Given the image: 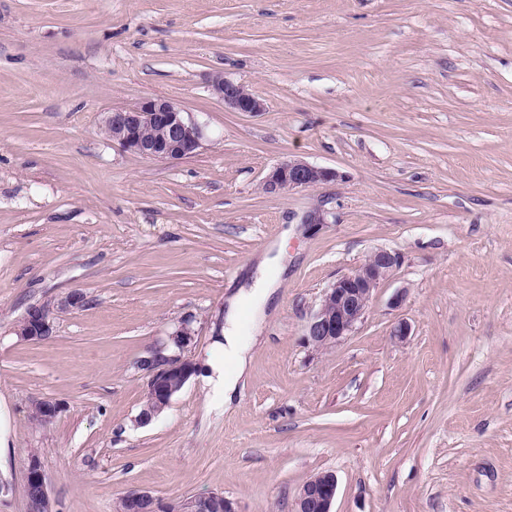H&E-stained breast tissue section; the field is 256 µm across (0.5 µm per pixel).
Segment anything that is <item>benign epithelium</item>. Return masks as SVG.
<instances>
[{"label":"benign epithelium","mask_w":512,"mask_h":512,"mask_svg":"<svg viewBox=\"0 0 512 512\" xmlns=\"http://www.w3.org/2000/svg\"><path fill=\"white\" fill-rule=\"evenodd\" d=\"M211 90L236 112L261 113L264 102L251 94L241 83L217 74L212 77ZM157 126L160 135L148 136L146 129ZM103 127L110 130L112 142L152 160L177 161L194 155L204 139L203 127L185 118L173 102L162 98H146L135 105L108 113ZM343 175L331 168L288 158L273 166L262 181L268 193L314 188L337 182ZM402 262L396 251L378 249L354 271L347 273L323 291L318 307L310 315L302 340L316 352H325L349 336L364 318L373 295ZM23 338L42 341L52 336V318L45 308H32L23 318ZM195 373L194 364L185 358H166L149 380L144 404L137 421L146 426L170 405ZM25 512H51L50 499L42 465L34 464L26 471ZM337 480L331 472L307 480L299 489L294 512H332ZM224 504V512H241L237 502L222 492L192 497L178 503H164L147 491H138L128 498L130 512H141L148 505L150 512H209L212 506Z\"/></svg>","instance_id":"obj_1"}]
</instances>
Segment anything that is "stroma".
<instances>
[{
	"mask_svg": "<svg viewBox=\"0 0 512 512\" xmlns=\"http://www.w3.org/2000/svg\"><path fill=\"white\" fill-rule=\"evenodd\" d=\"M216 74L265 112L225 109ZM148 97L203 126L195 155L101 134ZM289 157L342 179L263 191ZM317 206L328 222L306 232ZM283 237L232 404L196 375L138 425L142 360L200 362ZM379 248L402 263L364 319L304 345L323 290ZM74 291L85 306L60 309ZM32 306L48 340L17 333ZM40 400L61 406L51 423ZM0 409V512H24L32 451L53 512L132 490L294 512L322 471L332 512H512V0H0Z\"/></svg>",
	"mask_w": 512,
	"mask_h": 512,
	"instance_id": "35a3bbf8",
	"label": "stroma"
}]
</instances>
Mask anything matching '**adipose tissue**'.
Instances as JSON below:
<instances>
[{"instance_id":"ef3b65f1","label":"adipose tissue","mask_w":512,"mask_h":512,"mask_svg":"<svg viewBox=\"0 0 512 512\" xmlns=\"http://www.w3.org/2000/svg\"><path fill=\"white\" fill-rule=\"evenodd\" d=\"M273 249V255L263 260L261 275L253 286L239 290L228 301L224 312L223 340L217 343L213 352L209 354L202 375L213 400L230 402L245 372L248 364V347L240 335L241 314L247 310L254 319L259 320L263 317L267 300L276 287V280L271 275L276 262L275 256L285 253V241H278Z\"/></svg>"}]
</instances>
